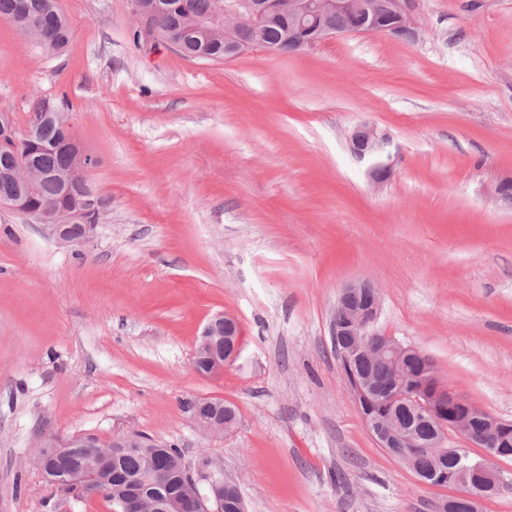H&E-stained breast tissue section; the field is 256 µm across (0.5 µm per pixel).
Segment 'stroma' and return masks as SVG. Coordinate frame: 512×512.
Listing matches in <instances>:
<instances>
[{"label":"stroma","mask_w":512,"mask_h":512,"mask_svg":"<svg viewBox=\"0 0 512 512\" xmlns=\"http://www.w3.org/2000/svg\"><path fill=\"white\" fill-rule=\"evenodd\" d=\"M49 53L0 20V110L25 128L67 97L106 216L81 247L0 206V512H113L56 495L44 437L127 430L207 454L247 512H432L427 486L366 428L332 320L375 284V327L441 385L512 421V0H417L414 40L351 33L228 61L135 40L130 0H58ZM375 126L381 186L350 133ZM223 313L240 354L193 367ZM240 414L201 432L184 401ZM224 336H232L234 339L238 337V332L233 318L222 314L207 323L195 350L196 356H208L211 360L209 370L202 375L210 377L220 376L224 373V366L235 361L238 339L234 343L233 354L226 361H224V357L216 353L224 340Z\"/></svg>","instance_id":"obj_1"}]
</instances>
